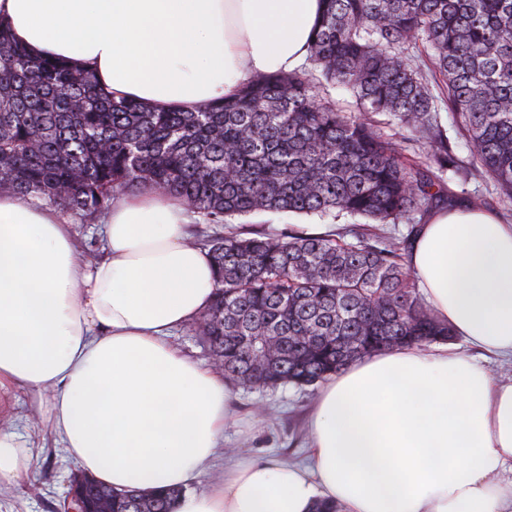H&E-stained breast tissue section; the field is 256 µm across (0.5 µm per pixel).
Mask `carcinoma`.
I'll use <instances>...</instances> for the list:
<instances>
[{"instance_id":"1","label":"carcinoma","mask_w":512,"mask_h":512,"mask_svg":"<svg viewBox=\"0 0 512 512\" xmlns=\"http://www.w3.org/2000/svg\"><path fill=\"white\" fill-rule=\"evenodd\" d=\"M441 96L465 161L444 135ZM378 116L427 162L410 163ZM448 171L483 172L512 203V0H325L305 66L253 76L191 112L110 98L90 69L34 58L0 31V193L83 222L151 187L198 224L256 211L400 224L440 201ZM208 247L217 285L196 332L228 382L314 386L367 355L451 335L416 288L405 243L389 236L231 229ZM86 492L112 499V512H174L182 496L95 480Z\"/></svg>"}]
</instances>
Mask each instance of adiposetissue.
Here are the masks:
<instances>
[{
  "label": "adipose tissue",
  "mask_w": 512,
  "mask_h": 512,
  "mask_svg": "<svg viewBox=\"0 0 512 512\" xmlns=\"http://www.w3.org/2000/svg\"><path fill=\"white\" fill-rule=\"evenodd\" d=\"M323 0H0V28L31 55L90 67L115 98L195 110L253 74L300 68ZM183 202L151 188L113 199L106 255L79 262L71 224L0 194V395L47 398L44 419L81 471L123 491H183L175 512H512V382L470 349L512 358V224L458 204L430 214L409 264L435 317L465 339L371 355L318 392L309 462L225 460L223 372L171 332L212 303L208 252ZM31 453L0 425V486Z\"/></svg>",
  "instance_id": "adipose-tissue-1"
}]
</instances>
